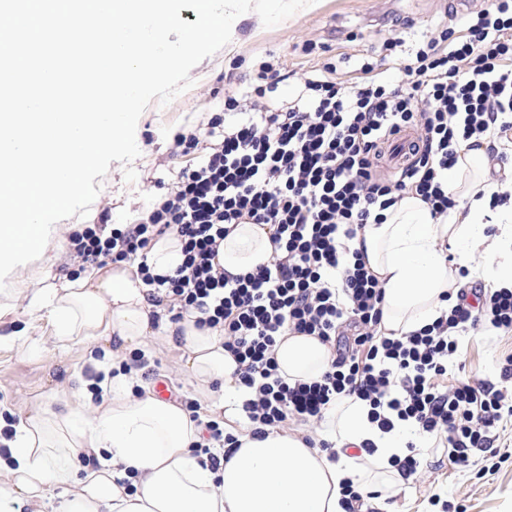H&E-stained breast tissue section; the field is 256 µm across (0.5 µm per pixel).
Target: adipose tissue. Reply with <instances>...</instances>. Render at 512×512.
<instances>
[{
	"label": "adipose tissue",
	"instance_id": "1",
	"mask_svg": "<svg viewBox=\"0 0 512 512\" xmlns=\"http://www.w3.org/2000/svg\"><path fill=\"white\" fill-rule=\"evenodd\" d=\"M448 185L462 199L454 223H433L426 205L408 196L387 211L384 223L366 225L360 235L367 265L385 288L386 332L398 336L439 315L441 296L455 281L444 245H452L462 266L469 265L474 249H484L498 265L492 286H512V204L490 208L485 150L459 158ZM272 252L269 225L238 224L217 261L225 273L239 275L266 263ZM33 294L48 307L62 345L99 344L117 357L150 340L176 342L182 368L204 400H213L216 381L224 394L238 390L237 364L224 349L222 332L198 329L189 318L166 325L161 334L153 329L156 306L137 266L111 264L76 283ZM274 356L290 382L319 376L331 359L317 338L289 333L278 337ZM136 377L133 371L114 376L108 397L94 407L86 380L75 373L57 402L35 405L15 426L8 458H0V512L18 505L44 512L56 487L63 490L57 512H341L343 480L387 491L403 482L387 461L404 454L409 428L380 432L366 402L350 398L325 415L322 437L337 450V461L309 447L308 425L261 438L244 425L236 434L238 448L215 471L206 455L194 451L202 424L150 386L133 392ZM368 442L379 469L354 453Z\"/></svg>",
	"mask_w": 512,
	"mask_h": 512
}]
</instances>
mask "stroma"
I'll return each instance as SVG.
<instances>
[{
	"label": "stroma",
	"instance_id": "obj_1",
	"mask_svg": "<svg viewBox=\"0 0 512 512\" xmlns=\"http://www.w3.org/2000/svg\"><path fill=\"white\" fill-rule=\"evenodd\" d=\"M490 4L491 0H472L460 10L453 0H317L313 9L297 12L273 28L264 27L256 13L241 15L230 43L191 70L192 87L168 105L151 102L141 115L140 155L130 165L136 181L126 182L123 164H111L88 215L68 218L71 231L104 219L112 225L136 223L139 210L157 195V181L171 182L181 166L171 154L174 135L203 127L223 113L225 88L248 90L261 61L278 59L285 74L341 54L347 58L343 69L350 73L362 59L379 57L386 38H401L409 49L421 36H437L442 27L458 25L461 18ZM310 42L315 45L311 51L306 48ZM79 274L69 243L63 239L22 270L13 285L51 288ZM16 328L26 329L31 351L22 354L0 344V417L18 422L33 403L50 398L69 375L79 372L87 378L96 366L93 354L82 348L61 351L48 310L33 309L24 296L0 319V330ZM509 354L512 333L465 336L448 376L497 381V361ZM146 357L145 379L168 381L171 396L178 401L198 399L194 381L182 369L178 348L158 346ZM416 445L421 450L422 473L406 479L387 497L388 512H512V419L499 427L497 446L505 456L501 463L478 453L463 466L454 463L436 440L420 439Z\"/></svg>",
	"mask_w": 512,
	"mask_h": 512
}]
</instances>
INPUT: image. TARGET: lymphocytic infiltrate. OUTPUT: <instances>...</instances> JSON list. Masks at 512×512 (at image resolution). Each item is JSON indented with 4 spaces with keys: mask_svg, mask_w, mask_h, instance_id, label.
I'll list each match as a JSON object with an SVG mask.
<instances>
[{
    "mask_svg": "<svg viewBox=\"0 0 512 512\" xmlns=\"http://www.w3.org/2000/svg\"><path fill=\"white\" fill-rule=\"evenodd\" d=\"M338 67L329 61L297 76L300 92L284 104L273 98L279 71L261 62L258 84L225 95L223 116L174 136V154L198 159L179 169L147 217L69 235L70 254L81 266L137 262L169 322L191 317L197 328L223 329L255 433L319 422L336 400L356 398L382 432L412 422L418 434L445 438L449 456L465 464L492 451L499 422L512 416V355L497 382L444 379L462 336L512 333V287L444 294L432 323L388 336L385 290L353 243L409 195L434 223H452L460 199L448 171L461 151L485 147L496 163L512 155V0H492L398 59L397 81L366 60L365 81L350 85L337 80ZM404 130L417 140L406 165L387 174L385 150ZM232 224L273 230L270 260L239 276L214 264ZM170 233L183 260L172 273H153L150 250ZM286 332L331 350L318 378L280 375L274 347Z\"/></svg>",
    "mask_w": 512,
    "mask_h": 512,
    "instance_id": "f902f5d3",
    "label": "lymphocytic infiltrate"
}]
</instances>
